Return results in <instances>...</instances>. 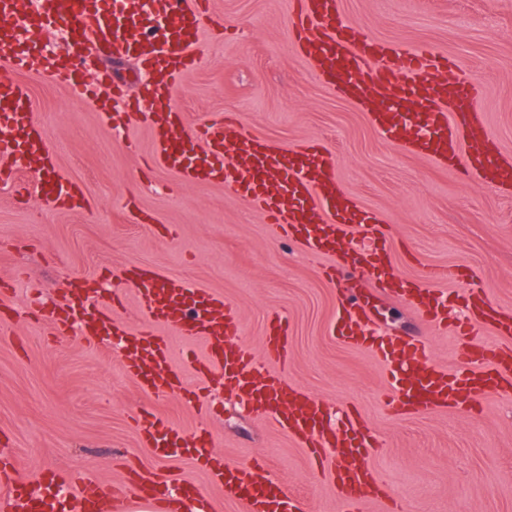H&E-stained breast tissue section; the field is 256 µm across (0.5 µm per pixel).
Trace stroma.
I'll list each match as a JSON object with an SVG mask.
<instances>
[{
	"label": "stroma",
	"mask_w": 512,
	"mask_h": 512,
	"mask_svg": "<svg viewBox=\"0 0 512 512\" xmlns=\"http://www.w3.org/2000/svg\"><path fill=\"white\" fill-rule=\"evenodd\" d=\"M288 2L209 0L199 61L173 98L187 126L223 114L275 144L322 143L339 185L387 230L402 274L466 265L487 297L512 311V195L404 151L366 112L328 90L290 46ZM338 8L368 39L405 50L426 44L455 60L482 88L494 149L512 160V0H338ZM137 67L132 58L92 53L71 85L13 69L0 54V73L28 87L32 120L59 147L58 174L84 196L68 210L43 197L19 198L16 184L0 182V278L14 282L11 303L24 307L37 285L44 305L59 306L71 279L100 277L120 299L113 318L135 327L138 300L116 276L143 264L223 296L253 353L262 350L269 313L282 312L290 342L279 373L331 411L359 413L378 441L372 467L406 512H512V388L468 412L389 413L383 367L330 334L338 288L322 275L326 259L272 238L254 205L223 184L186 185L152 165L147 123L84 91L105 69L137 92ZM142 213L150 223L139 222ZM341 286L362 289L379 327L424 338L433 364L450 371L465 346L512 341L481 324L465 339L430 327L355 271ZM213 400L214 412L204 413L180 396L144 394L112 345L56 334L49 320L0 325V443L14 451L26 481L47 470H91L104 481L133 472L187 479L206 492L213 512H242L190 460L156 458L139 442L133 419L152 409L181 433L205 427L231 463L265 460L269 477L303 499L306 512H339L336 487L314 469L308 449L223 389Z\"/></svg>",
	"instance_id": "stroma-1"
}]
</instances>
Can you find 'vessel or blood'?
<instances>
[{"mask_svg": "<svg viewBox=\"0 0 512 512\" xmlns=\"http://www.w3.org/2000/svg\"><path fill=\"white\" fill-rule=\"evenodd\" d=\"M206 0H44L30 15L36 30L62 25L70 29L74 48L66 58L45 56V74L65 77L84 67L85 44L110 59L142 58L147 78L133 101L155 134L153 158L186 184L202 180L223 183L264 213L274 233L297 241L308 252L339 257L326 277L336 281L346 268L357 267L381 288L402 299L430 324L447 325L448 295L438 291L435 271L417 279L401 274L389 258L391 243L372 215L336 183L329 152L317 145L275 146L237 123L215 118L188 129L169 100L183 75L194 68L193 46L201 29ZM290 17L297 33L296 50L314 67L337 96L369 113L374 126L403 150L439 164L463 165L468 177L492 189L512 192V161L490 148L488 130L476 107L479 86L459 66L428 46L403 50L364 38L345 23L336 0H294ZM17 0H0V52L14 65L27 67L33 55L15 35ZM31 99L19 81L0 77V155L9 165L0 180L30 176L43 182V195L72 207L79 191L57 176L55 153L30 120ZM449 278L463 279L465 317L489 325L498 335H512V312L496 307L472 274L453 268ZM123 287L135 291L142 321L117 324L107 304L99 302L94 283L74 281L68 300L52 313L56 327L76 330L87 340L109 341L122 348L123 369L144 393L173 396L186 383L175 366L161 328L186 341H204L207 355L197 371L236 394L306 448H329L347 459L333 469L343 512H362L370 498L369 460L372 439L354 423L331 426L327 406L271 371L288 355L289 326L278 313L267 320L262 358H255L239 337L242 322L232 304L207 289L155 270L133 266L121 275ZM338 334L344 343L370 352L390 371L394 386L385 397L390 412L473 409L479 398L497 392L512 379V348L486 345L465 353L455 371L430 364L423 339L374 334L370 311L358 291L340 300ZM137 431L143 444L162 457L187 456L207 471L225 497L244 503L246 512H297L285 485L272 481L259 462L224 463L210 448L208 431L195 432V447L164 418L150 413ZM14 457L0 461V512H57L54 501L77 499L80 512H119L126 487L86 473L61 477L48 473L40 487L14 477ZM160 512H196L204 496L191 482L171 488L152 487Z\"/></svg>", "mask_w": 512, "mask_h": 512, "instance_id": "b4317fda", "label": "vessel or blood"}]
</instances>
